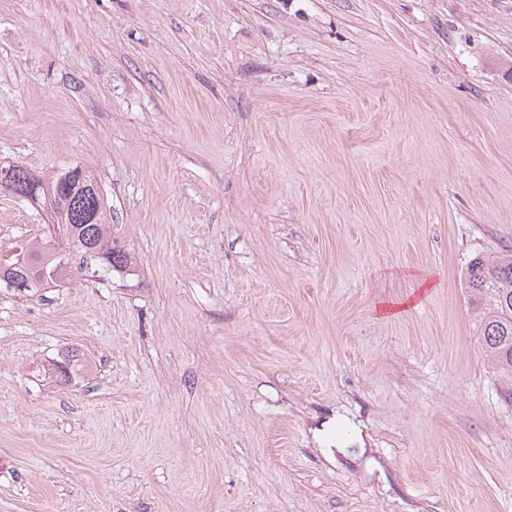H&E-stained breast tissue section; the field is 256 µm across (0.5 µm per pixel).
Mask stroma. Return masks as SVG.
I'll use <instances>...</instances> for the list:
<instances>
[{"label": "stroma", "instance_id": "obj_1", "mask_svg": "<svg viewBox=\"0 0 512 512\" xmlns=\"http://www.w3.org/2000/svg\"><path fill=\"white\" fill-rule=\"evenodd\" d=\"M1 161L81 168L131 263L0 288V512H512L465 282L512 246V0H0Z\"/></svg>", "mask_w": 512, "mask_h": 512}]
</instances>
